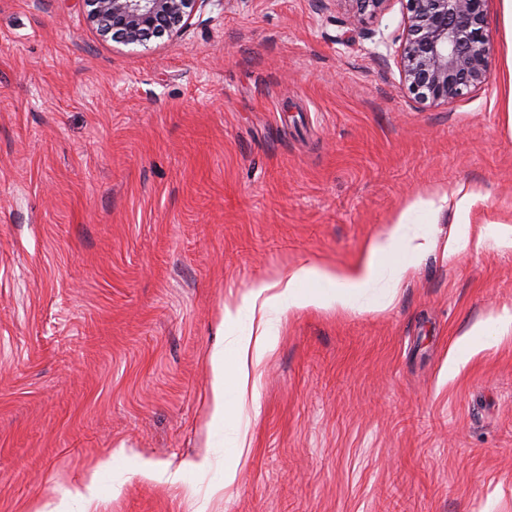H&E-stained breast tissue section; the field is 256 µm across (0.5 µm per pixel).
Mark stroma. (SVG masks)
Segmentation results:
<instances>
[{"mask_svg": "<svg viewBox=\"0 0 512 512\" xmlns=\"http://www.w3.org/2000/svg\"><path fill=\"white\" fill-rule=\"evenodd\" d=\"M347 8L206 0L144 49L81 0H0V512L95 468L98 512H512V338L448 368L512 311V28L488 0L489 85L434 106L382 59L403 0ZM418 198L394 303L286 313L207 429L225 301L356 264ZM346 2L353 4L348 16V23L351 27L358 28L364 23L367 13L373 15L382 11L388 0H346ZM512 316L504 313L498 316H490L484 322L474 326L465 332L456 342L448 364L457 367L466 361L467 357L474 350L476 344L483 339L500 342L511 334Z\"/></svg>", "mask_w": 512, "mask_h": 512, "instance_id": "1", "label": "stroma"}]
</instances>
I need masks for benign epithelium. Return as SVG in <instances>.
<instances>
[{"label": "benign epithelium", "instance_id": "7a95c632", "mask_svg": "<svg viewBox=\"0 0 512 512\" xmlns=\"http://www.w3.org/2000/svg\"><path fill=\"white\" fill-rule=\"evenodd\" d=\"M102 35L126 45L147 46L180 33L208 0H81ZM351 27L389 0H349ZM406 34L395 50L401 80L418 100L449 104L491 80L493 46L485 31L487 0H403Z\"/></svg>", "mask_w": 512, "mask_h": 512}]
</instances>
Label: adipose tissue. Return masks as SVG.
Masks as SVG:
<instances>
[{"mask_svg": "<svg viewBox=\"0 0 512 512\" xmlns=\"http://www.w3.org/2000/svg\"><path fill=\"white\" fill-rule=\"evenodd\" d=\"M434 207V201L423 199L408 204L397 215L391 235L370 242L363 259L355 266L305 265L277 281L256 282L240 300L226 303L219 331L233 329L245 315L257 317L258 322L255 333L236 337L231 349L220 348L211 353L213 381L209 407L212 424L224 423L230 393H244L252 370L274 349L280 319L285 313L307 307L355 309L369 298L374 299L375 309L390 306L416 259L427 247L425 237L407 241L402 230L413 213H430ZM381 278L385 279L386 286L377 295L373 286ZM509 336H512V315L488 317L457 340L448 363L455 367L465 362L482 340L499 342Z\"/></svg>", "mask_w": 512, "mask_h": 512, "instance_id": "obj_1", "label": "adipose tissue"}]
</instances>
